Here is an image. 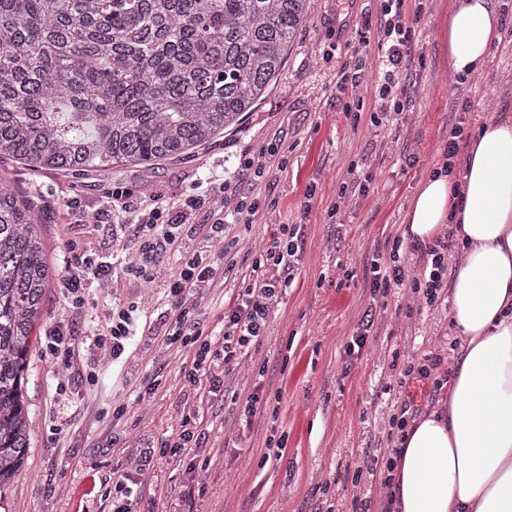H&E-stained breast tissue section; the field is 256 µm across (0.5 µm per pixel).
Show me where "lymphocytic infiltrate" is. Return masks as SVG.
<instances>
[{
	"label": "lymphocytic infiltrate",
	"mask_w": 512,
	"mask_h": 512,
	"mask_svg": "<svg viewBox=\"0 0 512 512\" xmlns=\"http://www.w3.org/2000/svg\"><path fill=\"white\" fill-rule=\"evenodd\" d=\"M407 0H380L377 20V48L383 65V75L376 81L373 92L379 111L402 114L406 107L405 90L400 85V74L409 64L410 47L415 30L406 14ZM204 211L205 220L196 230L204 237L224 234L227 213L217 206L209 195L190 196L181 201L179 211H171L160 197L143 196L137 224L142 244L138 261L129 266L128 274L147 277L157 257L164 253L181 252L185 258L165 283L169 326L163 334L164 342L181 354L179 373L182 389L192 396L185 403L178 429L161 442L142 443V463L150 465L164 458H186L191 470H207L213 455L207 446L215 422L208 415L210 403L217 398L228 399L224 386L226 370L246 350L258 343L266 331L272 309L278 306L289 282L288 273L299 263L301 240L297 226L281 227L272 236L269 245L254 262L259 274L244 288L238 289L224 305L220 328L204 331L189 326L188 319L196 295L224 284L223 257L185 254L180 229L188 215ZM400 241H393L389 254H374L371 259L370 287L381 296L407 287L415 294L418 308L434 306L440 300V290L448 270L450 246L437 240L422 254L430 272L425 278H407L399 258ZM74 265L63 279V295L72 307L84 304L86 275L107 278L111 269L96 255L78 245L72 246ZM133 318L123 307H113L107 323L99 329L94 344L100 355L119 359L131 335Z\"/></svg>",
	"instance_id": "obj_1"
}]
</instances>
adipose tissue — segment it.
Returning a JSON list of instances; mask_svg holds the SVG:
<instances>
[{
    "mask_svg": "<svg viewBox=\"0 0 512 512\" xmlns=\"http://www.w3.org/2000/svg\"><path fill=\"white\" fill-rule=\"evenodd\" d=\"M500 0H451L448 62L467 78L502 42ZM404 243L453 242L448 323L458 344L433 400L408 419L389 512H512V113L435 163L402 218Z\"/></svg>",
    "mask_w": 512,
    "mask_h": 512,
    "instance_id": "ef3b65f1",
    "label": "adipose tissue"
}]
</instances>
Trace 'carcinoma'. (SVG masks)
Instances as JSON below:
<instances>
[{
	"label": "carcinoma",
	"instance_id": "obj_1",
	"mask_svg": "<svg viewBox=\"0 0 512 512\" xmlns=\"http://www.w3.org/2000/svg\"><path fill=\"white\" fill-rule=\"evenodd\" d=\"M307 0H0V159L82 176L181 158L236 128ZM41 212L0 180V492L31 446L23 374L52 266Z\"/></svg>",
	"mask_w": 512,
	"mask_h": 512
}]
</instances>
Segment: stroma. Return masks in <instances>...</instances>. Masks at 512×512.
Listing matches in <instances>:
<instances>
[{"mask_svg": "<svg viewBox=\"0 0 512 512\" xmlns=\"http://www.w3.org/2000/svg\"><path fill=\"white\" fill-rule=\"evenodd\" d=\"M449 0H423L401 83L408 110L377 115L374 98L357 102L340 93L339 70L361 65L365 82L377 76L380 59L369 45L363 61L354 50L359 34L378 17V0H308V20L288 49L284 68L241 125L212 144L178 160L142 168H116L80 179L30 175L12 160L0 161V178L35 196L43 211L50 261L64 270L71 241L95 252L114 270L113 280H88L83 308H69L59 282H52L45 335L67 330L81 361L64 364L34 344L25 394L33 424L25 473L0 492V512H112L114 473L129 467L146 437L162 440L181 419L178 355L162 341L163 282L179 263L159 256L150 280L132 281L124 265L142 243L137 224L120 223L110 201L121 195L135 212L143 195L167 202L223 187L224 206L254 202L249 224L229 225L224 235V285L197 295L190 319L213 329L228 301L254 276L253 261L284 224L301 227L302 253L282 303L272 311L262 339L224 374L228 390L247 397L254 384L278 395V413L240 418V403L213 401L217 426L208 444L214 455L206 472H189L186 461L152 463L139 476L137 512H174L190 482L210 488L196 512H326L336 504L349 512L353 498L382 512L383 497L372 477L385 468L390 419L401 406L418 409L434 396L429 381L413 380L394 390L392 351L417 358L454 341L448 305L406 318L415 303L409 289L373 301L372 255L399 235L403 210L416 184L438 160L457 117L469 127L512 109V41L495 49L490 68L462 81L448 64ZM275 149L263 173L245 169ZM371 174L365 194L338 192L350 165ZM79 206L77 224L59 213L68 197ZM342 202L343 221L326 211ZM132 308L135 335L119 362L98 360L92 339L113 304ZM368 341L359 358L345 347L363 322ZM158 382L155 393L148 383ZM121 416H114L116 408ZM288 435L280 459L262 461L271 428Z\"/></svg>", "mask_w": 512, "mask_h": 512, "instance_id": "35a3bbf8", "label": "stroma"}]
</instances>
